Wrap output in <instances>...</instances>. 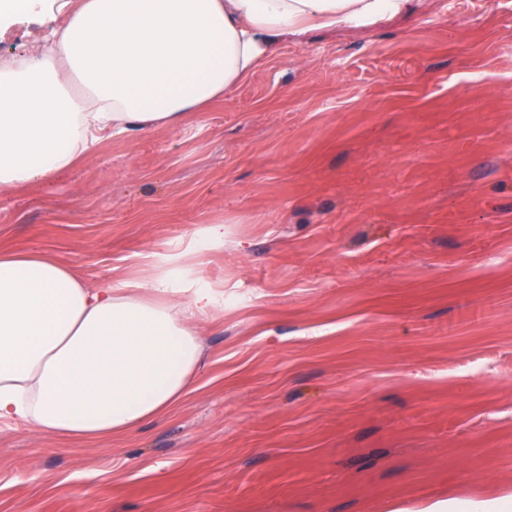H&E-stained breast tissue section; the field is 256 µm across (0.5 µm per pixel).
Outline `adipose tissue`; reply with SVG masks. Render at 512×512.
I'll return each mask as SVG.
<instances>
[{
	"label": "adipose tissue",
	"mask_w": 512,
	"mask_h": 512,
	"mask_svg": "<svg viewBox=\"0 0 512 512\" xmlns=\"http://www.w3.org/2000/svg\"><path fill=\"white\" fill-rule=\"evenodd\" d=\"M48 0L35 60L0 69V196L97 143L179 128L284 37L408 14L417 0ZM173 272L89 287L67 264L0 251V421L65 440L127 435L176 407L224 300Z\"/></svg>",
	"instance_id": "ef3b65f1"
}]
</instances>
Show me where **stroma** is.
Segmentation results:
<instances>
[{"mask_svg":"<svg viewBox=\"0 0 512 512\" xmlns=\"http://www.w3.org/2000/svg\"><path fill=\"white\" fill-rule=\"evenodd\" d=\"M43 7L0 26L30 55ZM512 0L287 37L180 128L0 199V248L224 292L169 414L0 423V512H420L512 493ZM223 223L224 241L204 231Z\"/></svg>","mask_w":512,"mask_h":512,"instance_id":"1","label":"stroma"}]
</instances>
